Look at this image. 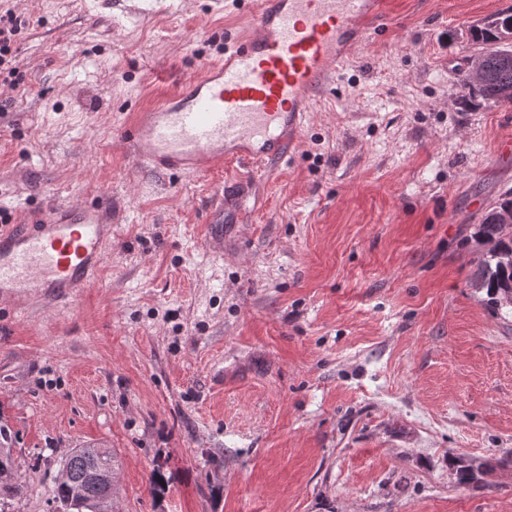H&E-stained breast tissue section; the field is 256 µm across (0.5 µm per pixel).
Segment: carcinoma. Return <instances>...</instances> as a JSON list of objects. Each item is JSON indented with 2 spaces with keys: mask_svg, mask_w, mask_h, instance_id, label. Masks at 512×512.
Returning <instances> with one entry per match:
<instances>
[{
  "mask_svg": "<svg viewBox=\"0 0 512 512\" xmlns=\"http://www.w3.org/2000/svg\"><path fill=\"white\" fill-rule=\"evenodd\" d=\"M512 36V12H501L485 19L480 31L474 36L473 43L485 56V78L478 85L468 82L461 75L459 82V104L471 107L480 104H512V67L502 66L498 60L499 41L503 35ZM502 206L512 207V193L499 198L493 209L488 211L478 225L477 235L482 240L494 242L495 249L512 250V236L502 227L493 223V210ZM512 283V267L499 263L494 249L483 253L479 260V287L485 289L488 302L495 309L501 307L499 296L502 287ZM73 483L57 482L54 488L55 501L60 504V512H97V486L86 480V472L95 465L113 466L110 457L103 458L97 448H79L68 459ZM455 470L457 483L466 485L477 479L482 470L463 457L449 461Z\"/></svg>",
  "mask_w": 512,
  "mask_h": 512,
  "instance_id": "1",
  "label": "carcinoma"
}]
</instances>
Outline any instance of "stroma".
I'll list each match as a JSON object with an SVG mask.
<instances>
[{
  "instance_id": "1",
  "label": "stroma",
  "mask_w": 512,
  "mask_h": 512,
  "mask_svg": "<svg viewBox=\"0 0 512 512\" xmlns=\"http://www.w3.org/2000/svg\"><path fill=\"white\" fill-rule=\"evenodd\" d=\"M22 21L0 212L109 199L95 283L0 299L16 494L57 512L69 450L114 453L116 512H512V306L476 283L512 190V105L462 111L467 32L512 0H385L387 26L263 179L137 165L136 113L222 58L246 0H0ZM223 244L206 226L221 198ZM480 465L460 486L450 457ZM493 207L486 212L483 217L481 224L478 225L477 235L482 240H490L495 244V249L500 250H511L512 251V233L509 237V232L503 231L500 224L509 229L512 228V209H499L496 211L494 216L495 224L491 220V216L495 209L501 208L502 206L512 207V193H505L503 197L499 198L493 205Z\"/></svg>"
}]
</instances>
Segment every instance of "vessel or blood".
<instances>
[{
    "instance_id": "vessel-or-blood-1",
    "label": "vessel or blood",
    "mask_w": 512,
    "mask_h": 512,
    "mask_svg": "<svg viewBox=\"0 0 512 512\" xmlns=\"http://www.w3.org/2000/svg\"><path fill=\"white\" fill-rule=\"evenodd\" d=\"M255 23L223 59L191 75L123 132L134 160L203 175L235 160L260 179L299 144L320 97L360 58L383 0H258ZM112 238L106 202L70 200L29 222L0 224V296L71 297L89 285Z\"/></svg>"
}]
</instances>
